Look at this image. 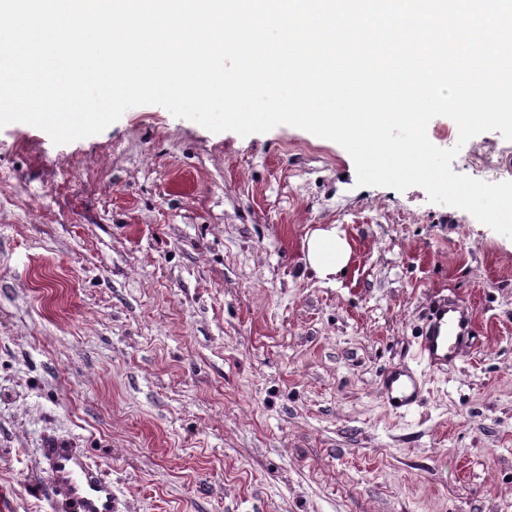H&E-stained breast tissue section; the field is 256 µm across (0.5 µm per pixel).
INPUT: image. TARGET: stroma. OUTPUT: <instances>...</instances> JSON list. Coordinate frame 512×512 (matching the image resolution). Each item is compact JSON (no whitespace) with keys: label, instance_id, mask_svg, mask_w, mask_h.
<instances>
[{"label":"stroma","instance_id":"1","mask_svg":"<svg viewBox=\"0 0 512 512\" xmlns=\"http://www.w3.org/2000/svg\"><path fill=\"white\" fill-rule=\"evenodd\" d=\"M512 168V141L470 152ZM344 231V272L306 258ZM476 322L390 414L437 295ZM117 512H512V238L422 188L361 186L339 144L213 133L159 105L64 145L0 128V512H55L46 441ZM349 254V244L336 228L316 231L307 242V262L324 279L342 270ZM378 389L385 408L398 416L410 413L426 390L421 372L405 362L388 367L379 377Z\"/></svg>","mask_w":512,"mask_h":512}]
</instances>
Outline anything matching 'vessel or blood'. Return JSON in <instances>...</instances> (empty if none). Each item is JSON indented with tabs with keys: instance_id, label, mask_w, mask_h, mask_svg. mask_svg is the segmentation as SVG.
I'll use <instances>...</instances> for the list:
<instances>
[{
	"instance_id": "vessel-or-blood-1",
	"label": "vessel or blood",
	"mask_w": 512,
	"mask_h": 512,
	"mask_svg": "<svg viewBox=\"0 0 512 512\" xmlns=\"http://www.w3.org/2000/svg\"><path fill=\"white\" fill-rule=\"evenodd\" d=\"M475 332L473 314L461 300L443 296L428 308L416 343L419 366L402 362L379 377L381 401L392 414L404 416L422 400L425 383L421 366L444 371L456 364ZM44 474L64 512H115L112 484L73 445L53 442L43 448Z\"/></svg>"
}]
</instances>
